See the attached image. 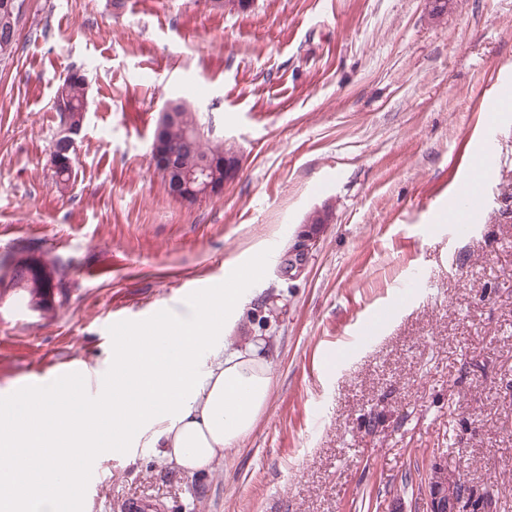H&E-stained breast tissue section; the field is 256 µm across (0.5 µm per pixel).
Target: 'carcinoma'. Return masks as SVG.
<instances>
[{
	"mask_svg": "<svg viewBox=\"0 0 512 512\" xmlns=\"http://www.w3.org/2000/svg\"><path fill=\"white\" fill-rule=\"evenodd\" d=\"M85 90V76L73 71L61 84L58 92L68 99L70 111L81 115L85 112ZM175 112L176 118L165 126L160 137L154 138L153 150L195 165H206L211 169V175L222 178L224 162L236 159L234 148L214 144L201 134L196 114L186 103L176 105ZM0 269L12 271L11 285L22 288L33 300L51 288L57 274L56 266L38 263L23 248L1 257Z\"/></svg>",
	"mask_w": 512,
	"mask_h": 512,
	"instance_id": "obj_1",
	"label": "carcinoma"
}]
</instances>
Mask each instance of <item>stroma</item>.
I'll list each match as a JSON object with an SVG mask.
<instances>
[{
    "label": "stroma",
    "instance_id": "35a3bbf8",
    "mask_svg": "<svg viewBox=\"0 0 512 512\" xmlns=\"http://www.w3.org/2000/svg\"><path fill=\"white\" fill-rule=\"evenodd\" d=\"M74 69L87 112L63 191L51 151ZM501 80L512 0H22L0 59V256L38 247L64 295L33 312L0 280V400L68 359L96 403L114 343L202 306L185 293L198 282L219 317L240 288L272 379L224 461L186 474L148 448L105 456L73 512L135 495L162 512H391L398 497L426 512L438 464L512 512V111L484 121ZM173 98L240 156L223 195L177 201L155 172ZM487 147L486 206L460 236L446 213Z\"/></svg>",
    "mask_w": 512,
    "mask_h": 512
}]
</instances>
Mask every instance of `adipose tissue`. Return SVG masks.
<instances>
[{"label": "adipose tissue", "mask_w": 512, "mask_h": 512, "mask_svg": "<svg viewBox=\"0 0 512 512\" xmlns=\"http://www.w3.org/2000/svg\"><path fill=\"white\" fill-rule=\"evenodd\" d=\"M235 326L201 309L161 335L123 339L94 405L81 399L80 374L0 402V512H70L87 465L107 454L132 460L144 446L188 473L223 459L271 392L264 337L216 344Z\"/></svg>", "instance_id": "1"}]
</instances>
